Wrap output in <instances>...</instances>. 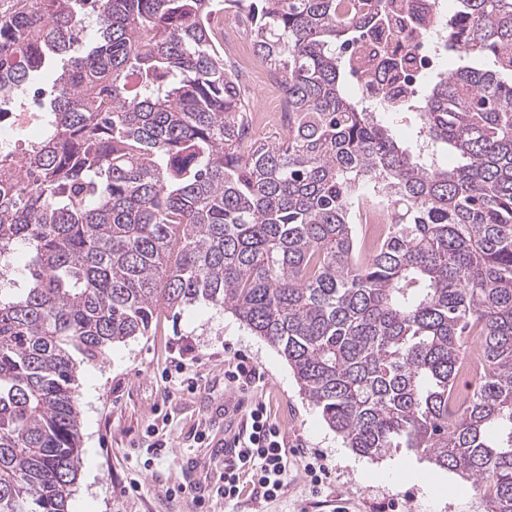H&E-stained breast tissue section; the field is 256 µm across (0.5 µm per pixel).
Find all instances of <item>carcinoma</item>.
<instances>
[{"label": "carcinoma", "instance_id": "obj_1", "mask_svg": "<svg viewBox=\"0 0 512 512\" xmlns=\"http://www.w3.org/2000/svg\"><path fill=\"white\" fill-rule=\"evenodd\" d=\"M461 2L458 66L398 100L401 144L337 52L378 24L413 39L398 0H0V93L52 69L44 136L0 149V512H68L72 352L93 363L197 301L275 347L353 451L420 452L512 512V0ZM240 7L288 101L276 144L245 141L215 43ZM366 194L389 220L369 255ZM467 336L483 367L458 409Z\"/></svg>", "mask_w": 512, "mask_h": 512}]
</instances>
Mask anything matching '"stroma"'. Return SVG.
Instances as JSON below:
<instances>
[{
  "mask_svg": "<svg viewBox=\"0 0 512 512\" xmlns=\"http://www.w3.org/2000/svg\"><path fill=\"white\" fill-rule=\"evenodd\" d=\"M244 356L265 379L241 392L224 366ZM195 378V392L168 377L176 364ZM83 469L68 501L79 512H487L472 482L407 450L379 459L356 454L301 392L287 360L235 317L205 303L179 314L161 311L150 332L78 366ZM262 404L288 445V491L267 502L245 494L225 503L224 451L211 442L235 421L234 404ZM206 441H199V432ZM167 454L149 456L157 439ZM323 455L327 474L314 485L307 456ZM138 490H131V482ZM185 487L170 498L166 489Z\"/></svg>",
  "mask_w": 512,
  "mask_h": 512,
  "instance_id": "obj_1",
  "label": "stroma"
}]
</instances>
